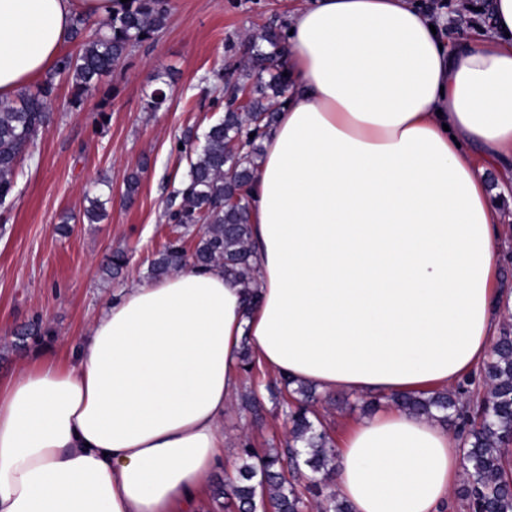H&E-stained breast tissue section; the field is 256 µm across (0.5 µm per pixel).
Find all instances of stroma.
Segmentation results:
<instances>
[{
  "mask_svg": "<svg viewBox=\"0 0 512 512\" xmlns=\"http://www.w3.org/2000/svg\"><path fill=\"white\" fill-rule=\"evenodd\" d=\"M452 23L449 43L475 34L485 23L483 0H440ZM304 0H170L165 28L132 48L103 81L109 100L90 95L73 104L60 83L51 121L15 169V191L0 207V348L16 329L40 321L44 342L69 344L123 288L146 279L148 260L170 236L169 209L189 166L176 145L185 134L202 135L224 113L226 81L246 58V39L283 26ZM171 81L164 109L151 111V91ZM140 171L139 189L124 201L125 179ZM106 199L107 216L86 223L88 198ZM128 252L122 275L102 272L106 255ZM272 373L255 369L244 382L263 403L253 419L234 400L224 416V464L201 496L198 512H220L212 488L233 479L241 464L239 443L265 451L285 445L288 424L267 387Z\"/></svg>",
  "mask_w": 512,
  "mask_h": 512,
  "instance_id": "stroma-1",
  "label": "stroma"
}]
</instances>
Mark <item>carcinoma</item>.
<instances>
[{
	"label": "carcinoma",
	"mask_w": 512,
	"mask_h": 512,
	"mask_svg": "<svg viewBox=\"0 0 512 512\" xmlns=\"http://www.w3.org/2000/svg\"><path fill=\"white\" fill-rule=\"evenodd\" d=\"M169 12L168 0L116 2L112 15L95 22L80 19L71 33L79 42L76 53L56 59L45 78L22 91L17 99L0 101V205L13 197L18 158L30 149L39 133L46 130L49 108L58 82L71 84L73 101L81 103L101 91L102 79L110 74L129 49L151 39L163 28ZM285 38L270 27L249 40V55L243 68L244 81L236 83L245 95L240 107L226 109L222 118L203 134V143L192 147V135L180 141L189 162L179 206L169 221L184 230L204 225L192 250L185 235L167 240L149 265V275L163 279L188 266L221 268L238 277L245 287L255 279L251 261L248 221V188L256 174L258 140L276 121L278 99L288 91L289 79L283 58ZM129 263L123 250L109 256L105 270L119 274ZM49 331L34 323L24 328L11 343L17 350L42 342ZM483 394L463 397L465 391L443 390L430 395L402 394L391 397L399 407L419 415L442 413V421L467 429L463 449V494L468 512H512V463L507 447L512 442V327L500 329L490 360L482 370ZM315 393L300 384L285 401L288 419L287 450L272 449L263 455L250 440L241 443L242 466L235 480L219 494L224 509L231 512H261L271 505L277 512H351V506L335 493L318 500L319 485L334 480L336 467L333 439L313 410ZM305 465L313 476L305 484L288 479V470Z\"/></svg>",
	"instance_id": "cac0c4a2"
}]
</instances>
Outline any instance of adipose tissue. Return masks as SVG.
<instances>
[{"label":"adipose tissue","instance_id":"1","mask_svg":"<svg viewBox=\"0 0 512 512\" xmlns=\"http://www.w3.org/2000/svg\"><path fill=\"white\" fill-rule=\"evenodd\" d=\"M114 0H0V99ZM449 46L410 0H312L286 22L288 102L249 189L256 283L188 267L124 289L67 351L0 378V512H196L251 346L326 393H430L499 334L512 196V0ZM500 171L497 184L486 179ZM353 512H446L456 429L387 404L335 439ZM499 211L503 222L506 223L505 233L507 239L502 243L498 254L499 288L512 289V201L510 198H502L499 202Z\"/></svg>","mask_w":512,"mask_h":512}]
</instances>
